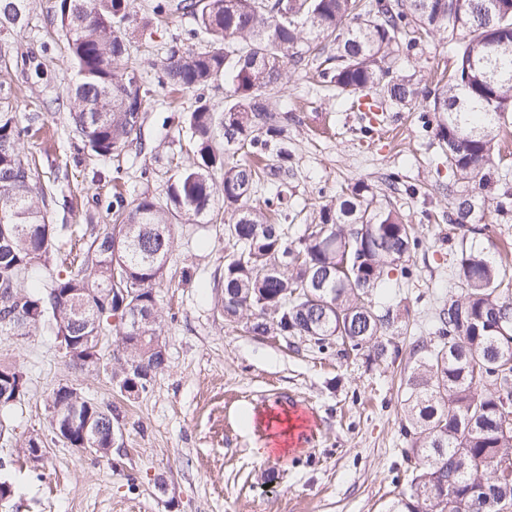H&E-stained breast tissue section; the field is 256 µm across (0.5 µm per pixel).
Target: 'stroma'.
<instances>
[{
  "label": "stroma",
  "instance_id": "stroma-1",
  "mask_svg": "<svg viewBox=\"0 0 512 512\" xmlns=\"http://www.w3.org/2000/svg\"><path fill=\"white\" fill-rule=\"evenodd\" d=\"M152 2L135 0L126 24L129 62L148 90L141 137L110 157L78 149L62 104L75 73L55 15L58 0H29L28 27L0 33L19 52L41 57L52 74L36 84L15 68L0 73V82L10 86L19 120L32 112L44 119V135L24 139L23 148L38 160L42 184L64 190L48 210L50 223L68 227L61 256L83 251L88 225L111 223L106 207L114 174L122 176L126 199L165 200L171 176L191 155L184 114L200 99L224 104L220 81L179 94L160 85L168 48L202 43L191 35L197 27L191 15L174 11L160 21ZM398 66L431 88L454 60L436 34L400 56ZM322 68L318 58L288 68L283 85L269 93L293 155L288 234H302L322 201L358 182L415 225L423 244L402 261L412 275L404 282L391 271L382 297L400 313L390 332L399 358L344 355L299 338L257 335L244 314L226 320L217 286L224 276L223 219L173 225V256L157 287L167 363L137 400L123 401L110 378L114 337L103 342V364L77 369L43 332L21 340L0 335V362L20 365L27 385L21 404L0 415L7 427L0 435V481L15 490L0 512H383L406 488L400 423L407 354L416 340L433 338L440 306L459 294L451 260L461 240L475 247L512 243V213L475 214L488 233L465 237L448 216L458 196L475 189L455 182L423 124L424 103L401 107L372 91L336 92L322 87ZM369 102L376 111H365ZM61 385L117 405L123 443L111 459L76 453L55 439L51 395ZM288 398L312 410L317 427L305 447L259 457L258 449L276 439L268 417ZM33 433L44 441L40 465L18 444ZM159 478L169 484L167 495L154 487Z\"/></svg>",
  "mask_w": 512,
  "mask_h": 512
}]
</instances>
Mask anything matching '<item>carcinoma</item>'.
I'll return each instance as SVG.
<instances>
[{
    "label": "carcinoma",
    "instance_id": "1",
    "mask_svg": "<svg viewBox=\"0 0 512 512\" xmlns=\"http://www.w3.org/2000/svg\"><path fill=\"white\" fill-rule=\"evenodd\" d=\"M133 0H60L75 79L66 91L73 132L99 156L121 152L137 139L142 113L124 101L145 94L130 78L124 24ZM176 9L197 21L202 50L170 48L162 83L193 91L224 80L229 95L216 111L197 101L187 124L192 162L168 186L167 201L148 195L112 201V223L91 233L77 268L57 264L66 226L48 221L47 196L35 163L20 144L43 126L40 113L20 125L0 84V335L44 330L76 368L103 359L112 328L125 359L111 371L121 396L145 391L167 361L155 289L172 255L170 226L198 224L222 197L224 317L251 312L252 332L299 336L320 350L340 343L377 359L389 351L397 316L375 292L421 244L411 224L376 205L359 183L322 205L296 238L271 215L288 210L291 154L279 147L280 117L268 92L285 67L336 46L326 61L327 83L341 91L374 89L395 105L422 98L439 114L436 137L455 182L488 187L497 173V133L512 112V0H179ZM28 0H0V30L28 26ZM450 32L456 68L448 82L422 89L393 70L391 56L409 28ZM27 59L0 44V70ZM221 176L216 181L215 176ZM486 196L458 202L455 224H468ZM136 247L115 248L126 238ZM498 248H461L454 259L463 294L439 313L432 342L417 343L404 383L401 432L411 475L385 512H490L485 498L512 508V277ZM48 271L33 291L31 270ZM26 379L0 363V411L19 404ZM52 429L70 448H111L117 408L85 400L76 388L53 392Z\"/></svg>",
    "mask_w": 512,
    "mask_h": 512
}]
</instances>
